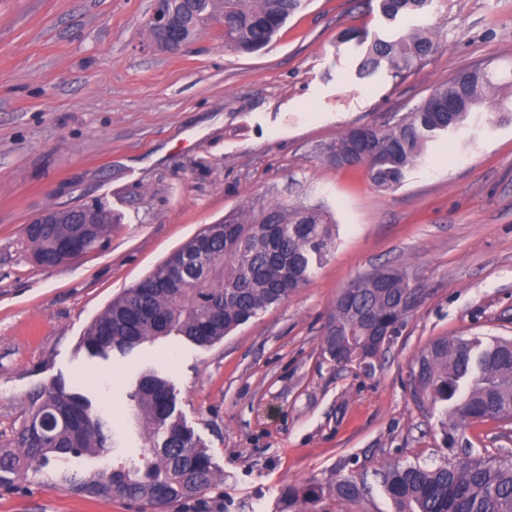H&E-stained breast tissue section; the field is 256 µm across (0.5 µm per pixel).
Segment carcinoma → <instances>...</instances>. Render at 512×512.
Wrapping results in <instances>:
<instances>
[{
    "label": "carcinoma",
    "mask_w": 512,
    "mask_h": 512,
    "mask_svg": "<svg viewBox=\"0 0 512 512\" xmlns=\"http://www.w3.org/2000/svg\"><path fill=\"white\" fill-rule=\"evenodd\" d=\"M431 0H380L381 13L394 20L416 14ZM301 0H223L224 46L253 53L267 46ZM177 16L189 22L208 19L217 0H173ZM438 48L422 30L410 29L396 40L374 37L366 46L358 75L383 67L400 71L421 62ZM500 79L475 67L437 88L390 128L366 135L367 167L379 187L398 185L423 157L426 143L467 125L472 112L491 102ZM457 107L448 110V100ZM355 132L328 146L330 157L344 161L355 152ZM85 231L82 224H33L26 243L33 260L49 268L83 255L112 232L113 218ZM209 238L181 246L201 252L199 269L182 286H169L170 261L164 260L138 285L126 289L86 328L81 343L92 356L107 358L160 337L182 336L211 346L271 305L278 304L308 280L322 264L332 234L313 209L268 206L249 210L241 219L207 227ZM342 292L323 336V351L338 364H351L371 353L375 340L395 332L408 313L402 301L411 294L404 275L376 270L354 280ZM412 398L438 412L443 442L452 448L457 431L485 418L512 420V339L479 336L438 339L410 367ZM131 427L140 430L138 458L90 472L80 478L57 473L50 486H66L89 496L140 501L156 509L212 489L216 467L194 433L173 417L175 400L169 381L144 371L131 391ZM118 447L110 422L86 397L63 384L31 400L28 417L13 434L0 435V471L44 473L52 460L67 455L100 456ZM393 512H512V459L468 455L446 458L434 467L390 463L378 472ZM349 478L330 484L309 481L288 492L291 502L314 503L325 494L351 500L360 495Z\"/></svg>",
    "instance_id": "obj_1"
}]
</instances>
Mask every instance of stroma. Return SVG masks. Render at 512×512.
<instances>
[{
	"label": "stroma",
	"instance_id": "35a3bbf8",
	"mask_svg": "<svg viewBox=\"0 0 512 512\" xmlns=\"http://www.w3.org/2000/svg\"><path fill=\"white\" fill-rule=\"evenodd\" d=\"M151 0H0V431L32 394L62 383L110 415L113 453L68 457L73 474L138 457L127 393L155 368L175 416L206 447L219 483L172 512H391L376 476L448 454L512 457V422L486 419L443 445L437 412L409 389L415 357L450 336L512 338V0H430L386 20L380 0H303L273 41L225 48L214 16L172 53L149 42ZM428 29L436 53L410 70L356 74L359 39ZM353 34L342 42L343 34ZM490 65L502 112L478 109L428 142L390 189L326 149L379 129L463 70ZM103 203L109 237L45 270L25 225ZM319 211L334 230L322 265L284 302L212 346L166 336L109 359L81 347L91 321L208 224L270 205ZM378 269L405 274L412 304L372 371L323 353L337 297ZM352 477L353 500L303 506L288 487ZM0 512H144L141 503L0 473Z\"/></svg>",
	"mask_w": 512,
	"mask_h": 512
}]
</instances>
